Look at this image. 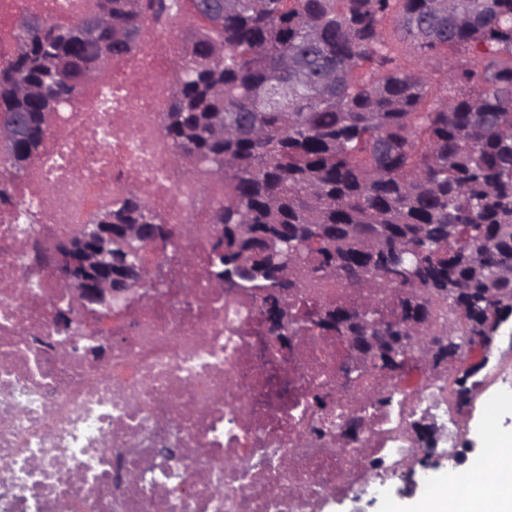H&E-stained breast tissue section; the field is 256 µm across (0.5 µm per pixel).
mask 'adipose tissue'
<instances>
[{"mask_svg": "<svg viewBox=\"0 0 512 512\" xmlns=\"http://www.w3.org/2000/svg\"><path fill=\"white\" fill-rule=\"evenodd\" d=\"M495 442L494 459L449 476L443 490L421 501L415 512H512V434L497 435Z\"/></svg>", "mask_w": 512, "mask_h": 512, "instance_id": "obj_1", "label": "adipose tissue"}]
</instances>
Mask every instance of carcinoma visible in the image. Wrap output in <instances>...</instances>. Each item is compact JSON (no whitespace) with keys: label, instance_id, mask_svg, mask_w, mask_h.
Here are the masks:
<instances>
[{"label":"carcinoma","instance_id":"1","mask_svg":"<svg viewBox=\"0 0 512 512\" xmlns=\"http://www.w3.org/2000/svg\"><path fill=\"white\" fill-rule=\"evenodd\" d=\"M198 21L162 129L174 152L224 182V255L212 273L260 302L288 289L294 316L369 302L374 324L442 337L459 394L512 317V0H193ZM178 0H97L58 26L21 16L0 62V119L23 136L0 156L18 178L38 156L46 117L112 59L144 20ZM107 13L112 29L83 39ZM392 26V33L386 32ZM408 42L418 62L404 59ZM465 53L442 79L433 59ZM91 224H160L143 190ZM144 244L112 243V262L144 265ZM362 301L297 305L308 288ZM395 304L393 312L384 305ZM483 338L479 363L465 351Z\"/></svg>","mask_w":512,"mask_h":512}]
</instances>
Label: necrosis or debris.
<instances>
[{
	"label": "necrosis or debris",
	"instance_id": "necrosis-or-debris-1",
	"mask_svg": "<svg viewBox=\"0 0 512 512\" xmlns=\"http://www.w3.org/2000/svg\"><path fill=\"white\" fill-rule=\"evenodd\" d=\"M95 5L0 0V60L20 13L65 24ZM184 51L149 24L49 114L15 206H0V512H361L411 467L414 419L442 421L449 440L460 425L447 369L346 382V337L279 351L249 289L213 287L206 243L224 184L175 159L161 132ZM138 187L179 232L177 252L146 262L158 286L111 322L82 311L59 327L68 297L26 243L73 235ZM315 390L326 413L307 407Z\"/></svg>",
	"mask_w": 512,
	"mask_h": 512
}]
</instances>
